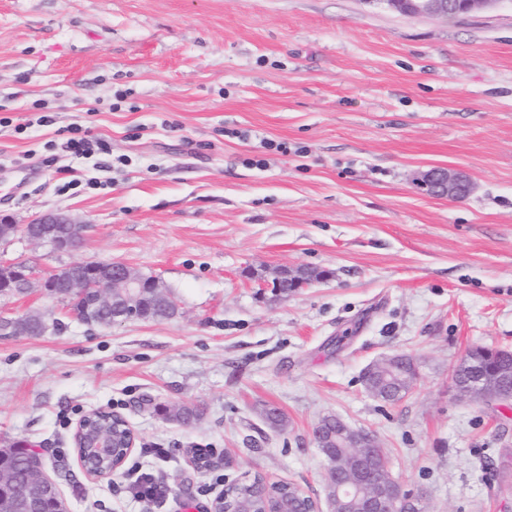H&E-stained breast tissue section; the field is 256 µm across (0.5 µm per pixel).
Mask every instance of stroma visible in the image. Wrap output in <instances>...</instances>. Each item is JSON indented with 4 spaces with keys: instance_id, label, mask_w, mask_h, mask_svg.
<instances>
[{
    "instance_id": "35a3bbf8",
    "label": "stroma",
    "mask_w": 512,
    "mask_h": 512,
    "mask_svg": "<svg viewBox=\"0 0 512 512\" xmlns=\"http://www.w3.org/2000/svg\"><path fill=\"white\" fill-rule=\"evenodd\" d=\"M37 103L53 125H30ZM0 115L13 121L0 219L87 226L72 252L16 234L0 259L121 261L180 303L173 318L88 327L36 289L0 298L50 324L0 336V448L43 452L68 512H210L225 483L256 475L325 503L314 429L329 415L376 434L425 512H512L492 471L512 449V402H473L452 381L468 350H512V0L448 19L375 0H0ZM75 124L111 155L48 151ZM435 167L464 173L470 194L428 195ZM281 267L317 277L260 291ZM393 354L419 378L387 404L362 376ZM173 404L202 417L156 414ZM94 409L136 437L98 480L73 441ZM141 472L164 497L135 495Z\"/></svg>"
}]
</instances>
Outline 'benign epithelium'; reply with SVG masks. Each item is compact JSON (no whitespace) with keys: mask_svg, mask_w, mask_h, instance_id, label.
<instances>
[{"mask_svg":"<svg viewBox=\"0 0 512 512\" xmlns=\"http://www.w3.org/2000/svg\"><path fill=\"white\" fill-rule=\"evenodd\" d=\"M384 4L390 9L411 15L432 17H453L460 12L476 13L490 8L500 0H371ZM421 182L436 196L459 198L469 191L467 179L447 169H431L423 173ZM20 232L28 240L46 244L58 253L75 250L84 232V226L64 214L47 213L34 218L19 228L17 225L0 223V239ZM21 284L27 291L40 289L50 297H56V288L64 286L79 300L92 305L112 308L111 324L131 320L150 321L151 305L160 300L171 312L179 314V303L163 282L156 276H147L127 263L120 261L91 260L73 263L47 274L22 263H0V294ZM44 320L39 313L13 316L0 312V335L20 336L22 328L33 319ZM105 410H96L83 416L74 433V444L79 463L92 479L107 477L119 469L115 460L119 453L126 454L135 447L134 433L130 432L120 446H114L112 437L100 432L90 440L92 451H82L84 435L96 428ZM365 440L353 445V456L359 470L371 475L367 480L355 483L341 482L336 485V498L363 495V512H422L423 493L406 490L393 478L387 459L379 452L378 442L369 431H361ZM266 486L265 508L262 512H319L313 499L298 487L287 485V495H281ZM308 499L306 510H294L290 502L296 499Z\"/></svg>","mask_w":512,"mask_h":512,"instance_id":"1","label":"benign epithelium"}]
</instances>
